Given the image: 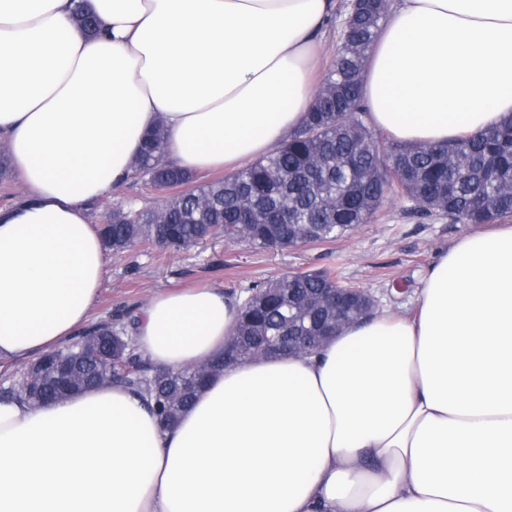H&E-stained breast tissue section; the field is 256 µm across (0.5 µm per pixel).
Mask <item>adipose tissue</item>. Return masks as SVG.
<instances>
[{"label":"adipose tissue","mask_w":512,"mask_h":512,"mask_svg":"<svg viewBox=\"0 0 512 512\" xmlns=\"http://www.w3.org/2000/svg\"><path fill=\"white\" fill-rule=\"evenodd\" d=\"M0 0V143L24 192L0 209V359L64 347L108 252L94 203L146 133L198 174L299 129L336 0ZM370 126L445 143L512 117V0H393L368 51ZM216 288L160 292L134 323L154 366L220 356ZM0 512H512V225L466 236L415 313L375 312L316 353L211 377L164 430L113 382L35 408L0 399Z\"/></svg>","instance_id":"1"}]
</instances>
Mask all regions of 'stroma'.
Here are the masks:
<instances>
[{
	"instance_id": "stroma-1",
	"label": "stroma",
	"mask_w": 512,
	"mask_h": 512,
	"mask_svg": "<svg viewBox=\"0 0 512 512\" xmlns=\"http://www.w3.org/2000/svg\"><path fill=\"white\" fill-rule=\"evenodd\" d=\"M162 199V193L133 179L99 202L92 220L103 223L113 209L128 205L151 209ZM477 230L474 224L413 214L405 197L392 194L373 221L330 242L256 249L218 239L179 252L140 245L110 253L91 322H117L120 315L139 311L159 291L207 285L240 298L254 283L288 272L322 270L332 271L342 284L367 290L378 308L409 314L441 252Z\"/></svg>"
}]
</instances>
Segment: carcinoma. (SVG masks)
Wrapping results in <instances>:
<instances>
[{"label":"carcinoma","instance_id":"cac0c4a2","mask_svg":"<svg viewBox=\"0 0 512 512\" xmlns=\"http://www.w3.org/2000/svg\"><path fill=\"white\" fill-rule=\"evenodd\" d=\"M390 0L350 3L341 47L308 112L305 124L251 165L224 179L196 184L188 171L165 161V137L158 129L145 139L133 163L134 175L160 189L186 186L171 199L163 218L153 210H118L101 226L105 246L122 252L161 238L167 248L196 244L204 230L255 248H286L291 241L326 242L373 220L387 195L400 194L420 214L439 212L453 223L495 224L512 217V119L447 144L393 142L365 122L360 88L365 52ZM75 23L90 37L96 17L81 5ZM338 287L328 272L285 274L246 290L236 324L239 336L229 359L203 370L157 369L133 349L123 330L101 324L55 352L72 359L84 343L101 344L108 357L81 370V381L108 373L133 391L149 393L161 428L173 425L206 378L261 354L258 336H308L333 313L313 304L323 288Z\"/></svg>","mask_w":512,"mask_h":512}]
</instances>
